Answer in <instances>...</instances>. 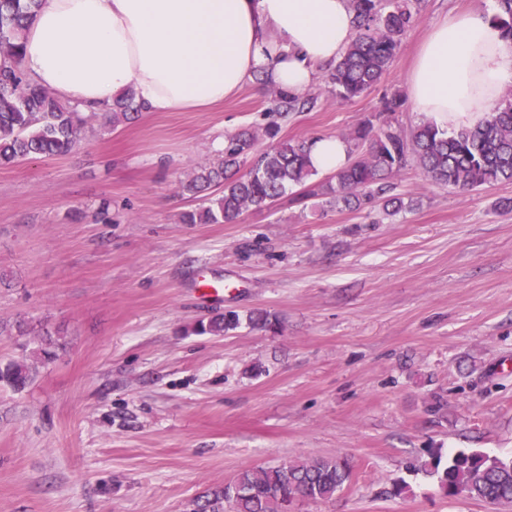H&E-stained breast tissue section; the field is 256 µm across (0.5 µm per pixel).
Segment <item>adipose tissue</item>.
Segmentation results:
<instances>
[{
    "mask_svg": "<svg viewBox=\"0 0 512 512\" xmlns=\"http://www.w3.org/2000/svg\"><path fill=\"white\" fill-rule=\"evenodd\" d=\"M349 0H43L20 66L86 112L126 89L149 112L210 109L256 73L314 89L354 36ZM416 111L472 126L512 87V40L489 15L438 22L408 76Z\"/></svg>",
    "mask_w": 512,
    "mask_h": 512,
    "instance_id": "ef3b65f1",
    "label": "adipose tissue"
}]
</instances>
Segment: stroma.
Wrapping results in <instances>:
<instances>
[{
  "label": "stroma",
  "mask_w": 512,
  "mask_h": 512,
  "mask_svg": "<svg viewBox=\"0 0 512 512\" xmlns=\"http://www.w3.org/2000/svg\"><path fill=\"white\" fill-rule=\"evenodd\" d=\"M426 0L382 83L289 116L287 139L344 136L378 115L445 14ZM249 82L209 112H145L61 158L0 168V512H183L245 469L339 457L352 479L294 512H500L407 469L438 449L512 456V184L470 192L415 163L394 216L284 196L224 224H183L178 184L226 133L264 121ZM108 203L111 223L95 213ZM263 310L278 329L198 335ZM26 322L56 332L41 361ZM241 322L240 315L230 310L209 319L206 323L200 322L196 330L202 334L224 335L239 328ZM35 371L24 362H10L0 368V385L21 391L30 384Z\"/></svg>",
  "instance_id": "stroma-1"
}]
</instances>
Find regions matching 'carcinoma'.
<instances>
[{
    "instance_id": "carcinoma-1",
    "label": "carcinoma",
    "mask_w": 512,
    "mask_h": 512,
    "mask_svg": "<svg viewBox=\"0 0 512 512\" xmlns=\"http://www.w3.org/2000/svg\"><path fill=\"white\" fill-rule=\"evenodd\" d=\"M424 0H350L355 35L341 58L327 69L324 86L304 93L269 89L265 114L272 120L263 128L242 129L224 138V152L180 182V192L208 205L181 215L184 224H223L248 209L268 208L295 187L296 200L325 199L340 210L364 211L382 206L390 216L412 209L418 201H404L393 179L415 162L431 181L464 191L499 182H512V90L475 127L448 128L424 121L410 129L399 125L396 112L402 100H385L377 120L367 118L345 137L351 161L323 181L309 161L307 140L277 139L288 115L312 111L326 93L347 102L370 93L386 75L403 37L418 21ZM42 0H0V56H21L25 33ZM492 20L512 40V0H495ZM108 110L114 120H133L142 111L128 90ZM97 118L66 105L35 85L15 66L0 65V167L35 155L64 157L74 152ZM241 325L235 311L201 322L197 331L224 335ZM59 344L42 334L38 354L55 357ZM34 378L24 362L0 368V385L21 391ZM445 495H465L490 504H512V458L459 451L447 460L434 452L427 463ZM351 478L347 463L337 457L244 470L230 483L193 500V512H288L298 499L328 500Z\"/></svg>"
}]
</instances>
